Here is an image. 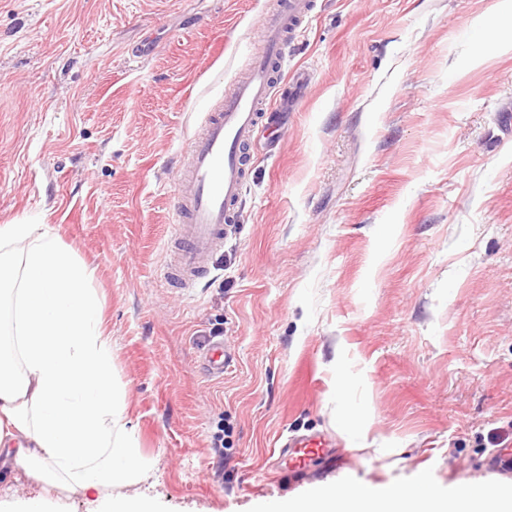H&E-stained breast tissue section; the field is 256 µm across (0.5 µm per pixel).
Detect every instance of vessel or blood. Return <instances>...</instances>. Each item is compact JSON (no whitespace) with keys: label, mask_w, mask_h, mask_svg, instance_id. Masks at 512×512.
<instances>
[{"label":"vessel or blood","mask_w":512,"mask_h":512,"mask_svg":"<svg viewBox=\"0 0 512 512\" xmlns=\"http://www.w3.org/2000/svg\"><path fill=\"white\" fill-rule=\"evenodd\" d=\"M311 11V0H273L247 73L231 92L211 101L197 133L187 142L173 197L176 222L170 259L160 272L165 286L187 290L208 277L209 260L223 247L227 229L237 221L249 172L245 147L265 119L274 71L282 67L289 44ZM314 456L336 463L331 435L288 437L281 445L279 467L289 477L302 480Z\"/></svg>","instance_id":"b4317fda"}]
</instances>
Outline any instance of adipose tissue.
<instances>
[{"mask_svg": "<svg viewBox=\"0 0 512 512\" xmlns=\"http://www.w3.org/2000/svg\"><path fill=\"white\" fill-rule=\"evenodd\" d=\"M94 279L46 225H0V465L42 486L0 512H67L59 489L88 494L86 512H160L153 497L125 492L151 463L124 423ZM279 512H512V497L462 486L445 498L422 480L316 489Z\"/></svg>", "mask_w": 512, "mask_h": 512, "instance_id": "obj_1", "label": "adipose tissue"}]
</instances>
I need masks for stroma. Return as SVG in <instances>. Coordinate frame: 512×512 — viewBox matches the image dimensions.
<instances>
[{
    "label": "stroma",
    "mask_w": 512,
    "mask_h": 512,
    "mask_svg": "<svg viewBox=\"0 0 512 512\" xmlns=\"http://www.w3.org/2000/svg\"><path fill=\"white\" fill-rule=\"evenodd\" d=\"M212 274L161 286L175 172L269 0H0V224L96 269L161 512H273L292 434L319 485L512 490V42L495 0H312ZM232 361L210 375L203 354ZM359 417L348 424L346 414ZM335 446L332 436L327 433L292 435L280 446L278 467L288 477L303 480L308 475L307 462L313 456L323 457L336 465L338 457L333 449Z\"/></svg>",
    "instance_id": "stroma-1"
}]
</instances>
